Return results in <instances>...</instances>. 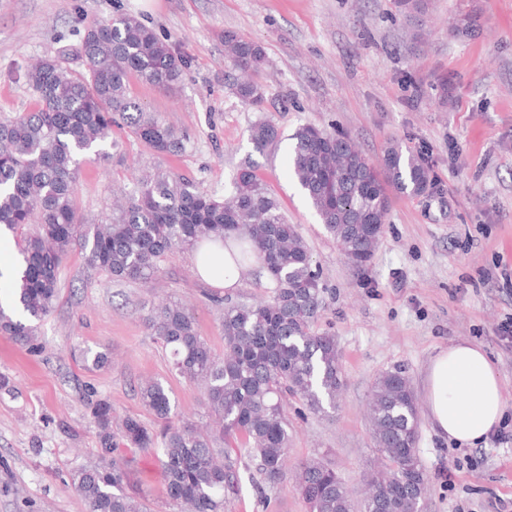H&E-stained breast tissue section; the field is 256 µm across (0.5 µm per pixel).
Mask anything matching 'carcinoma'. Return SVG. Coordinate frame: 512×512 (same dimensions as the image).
I'll return each instance as SVG.
<instances>
[{"mask_svg":"<svg viewBox=\"0 0 512 512\" xmlns=\"http://www.w3.org/2000/svg\"><path fill=\"white\" fill-rule=\"evenodd\" d=\"M224 50L235 69H259L263 51L255 42L227 33ZM78 53L85 69L74 73L54 57L28 66L23 78L33 90L30 112L0 116V238L17 241L19 271L10 299L0 303V335L32 346L40 322L60 298L59 270L75 250L87 269L125 281H146L176 252L203 242L230 250L240 270L260 261L271 280L268 299L224 303V355L200 336L192 313L177 304L152 308L145 323L169 351L174 371L204 384L215 426L202 429L175 418L159 381L140 387L143 405L160 428L128 415L121 441L128 448H156L170 512H224L237 459L226 446L243 440L261 480L260 495L279 483L288 460L284 397L299 398L313 412L336 407L342 371L336 339L315 323L324 309L319 270L297 230L253 165L238 169L233 191L218 198L193 182L159 169L138 179L136 194L117 215L86 224L77 206L82 167L109 158L118 146L112 127L160 156L186 148V137L128 96L133 77L161 90L181 81L186 61L138 19L118 14L91 19ZM242 102L259 106L261 88L237 83ZM279 138L266 121L255 123L250 140L262 152ZM289 169L321 224L345 258L363 268L384 230L390 191L419 195L435 187L425 159L392 143L379 164L367 160L345 134L312 125L292 134ZM88 369L109 363L107 349L80 351ZM90 414L97 425L99 462L70 474V486L87 512H148L123 491L126 461L114 456L112 403L100 398ZM373 440L385 470L367 480L360 504L345 481L322 459L297 468L309 512H421L426 475L417 453L419 416L409 377L382 373L370 404Z\"/></svg>","mask_w":512,"mask_h":512,"instance_id":"obj_1","label":"carcinoma"}]
</instances>
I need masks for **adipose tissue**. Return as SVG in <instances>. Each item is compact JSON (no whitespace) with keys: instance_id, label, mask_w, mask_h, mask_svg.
<instances>
[{"instance_id":"obj_1","label":"adipose tissue","mask_w":512,"mask_h":512,"mask_svg":"<svg viewBox=\"0 0 512 512\" xmlns=\"http://www.w3.org/2000/svg\"><path fill=\"white\" fill-rule=\"evenodd\" d=\"M425 394L434 426L460 445L485 440L504 410L499 375L483 349L470 342L440 349L430 359Z\"/></svg>"}]
</instances>
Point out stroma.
<instances>
[{
  "label": "stroma",
  "instance_id": "1",
  "mask_svg": "<svg viewBox=\"0 0 512 512\" xmlns=\"http://www.w3.org/2000/svg\"><path fill=\"white\" fill-rule=\"evenodd\" d=\"M115 14L136 17L187 59L178 88L134 79L129 95L182 131L188 145L160 156L119 134L107 161L82 168L77 202L86 222L123 206L138 178L156 168L222 197L237 169L254 162L321 273L326 308L316 328L335 337L342 364L334 410L315 413L289 398V468L274 491L258 497L255 466L241 458L224 512H308L294 469L313 457L330 461L361 497L363 473L382 462L368 412L374 381L404 369L424 400L430 358L459 341L487 354L512 422V341L498 335L512 317V0H424L417 12L401 10L398 0H0V115L34 107L21 70L62 53L81 69L86 21ZM228 32L264 51L253 75L261 108L235 93ZM259 121L279 132L262 154L250 141ZM307 124L349 135L374 163L400 143L424 155L436 180L432 193L393 196L365 268L345 259L291 176L289 137ZM59 282L37 350L0 335V512H85L68 481L74 468L98 460L92 401H111L113 429L129 414L153 428L139 387L158 380L183 421L209 424L201 385L173 371L145 326L147 309L189 308L220 355L218 298L252 302L271 291L266 277L249 273L224 292L199 276L191 253L170 256L148 281L126 282L88 271L76 251ZM102 345L110 365L81 366V350ZM417 448L428 478L422 512H512V440L463 448L423 411ZM119 454L130 462L125 491L145 498L152 512H168L156 449ZM445 469L453 481L442 477Z\"/></svg>",
  "mask_w": 512,
  "mask_h": 512
}]
</instances>
